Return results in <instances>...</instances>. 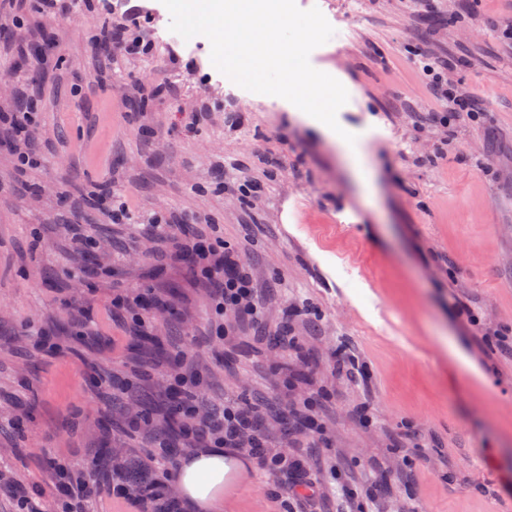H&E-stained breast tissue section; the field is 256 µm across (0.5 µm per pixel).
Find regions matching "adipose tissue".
<instances>
[{"mask_svg": "<svg viewBox=\"0 0 512 512\" xmlns=\"http://www.w3.org/2000/svg\"><path fill=\"white\" fill-rule=\"evenodd\" d=\"M240 466V460L224 449L197 448L182 460L176 485L197 512H211Z\"/></svg>", "mask_w": 512, "mask_h": 512, "instance_id": "ef3b65f1", "label": "adipose tissue"}]
</instances>
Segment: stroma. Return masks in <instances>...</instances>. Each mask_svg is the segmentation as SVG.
I'll return each instance as SVG.
<instances>
[{"label":"stroma","instance_id":"obj_1","mask_svg":"<svg viewBox=\"0 0 512 512\" xmlns=\"http://www.w3.org/2000/svg\"><path fill=\"white\" fill-rule=\"evenodd\" d=\"M358 2L299 3L335 30L309 61L348 92L345 150L289 101L224 85L205 36L154 41L161 0L138 2L150 53L111 63L101 0L0 13V113L38 102L37 166L0 129V512H68L61 460L94 489L84 512H148L113 495L112 451L176 476L202 445L166 422L182 377L202 412L257 407L287 460L241 452L216 512H512V0ZM426 58L478 117L427 121L444 106ZM200 236L246 266L256 316L170 259Z\"/></svg>","mask_w":512,"mask_h":512}]
</instances>
